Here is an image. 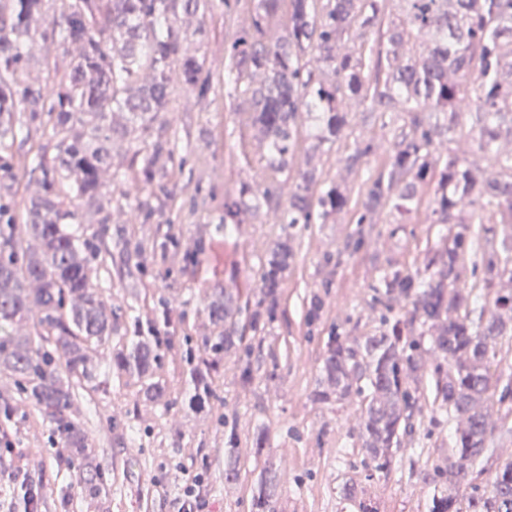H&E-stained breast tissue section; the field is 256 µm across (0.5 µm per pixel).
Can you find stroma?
<instances>
[{"label": "stroma", "instance_id": "obj_1", "mask_svg": "<svg viewBox=\"0 0 512 512\" xmlns=\"http://www.w3.org/2000/svg\"><path fill=\"white\" fill-rule=\"evenodd\" d=\"M256 4L211 0L205 14L184 19L183 51L205 57L210 89L202 96L180 77L169 83L162 134L174 160L156 177L169 194L155 200L154 216L145 218L136 208L149 195L138 175L147 145L130 139L112 142V167L99 202H64L78 213L67 227L76 237L93 238L104 218L112 228L91 263V278L118 336H132L137 326L170 336L159 369L165 395L150 401L139 396L135 381L118 380L111 346L94 354L93 377L76 388L73 406L92 468L106 478L102 494L92 499L82 491L83 472L61 463L49 424L11 379L0 376V395L15 406L10 416L0 415V432L11 441L0 447V512H7L16 495L11 475L20 470L41 480V512H172L194 474L203 477L198 492L208 512H252L265 470L277 486L276 512H429L439 488L435 470L453 462L456 453L455 424L441 410L436 390L435 371L448 363L431 351L429 330L412 323L410 299L388 295L384 277L397 271L424 280L439 269L449 227L439 221L436 187L420 186L411 209L390 204L370 223H357L369 179L384 169L395 141L410 132L411 115L368 112L348 98L341 102L347 124L336 141L319 146L301 134L287 174L272 178L266 144L249 119V99L227 79L232 44L249 29ZM58 17L48 11L29 44L26 78L33 87L46 89L68 78L76 51L62 43ZM477 141L478 129L464 115L454 136L435 137L431 152L441 158L459 154L476 178L492 177L496 169ZM365 142L372 151L361 170L352 172L343 158ZM56 152L55 140L25 125L0 146L18 174L8 192L17 210L41 188L39 156ZM308 159L318 165L324 184L345 189L348 206L329 224H282L280 211ZM272 183L277 196L271 203L241 210L235 223H225L224 210L238 201L242 186ZM282 237L293 260L279 285L274 320L251 339L250 354L225 355L216 400L190 409L184 354L211 333L206 304L212 287L240 289L242 303L233 320L243 328L259 299L269 251ZM138 238L159 245L139 265L125 248L127 240ZM397 320L421 345L420 410L414 434L400 437L387 469L378 471L359 437L361 399L322 402L314 392L330 342L361 345ZM486 410L493 432L481 455L463 468L465 491L473 485L490 489L496 473L512 463V398L490 399ZM259 435L266 441L260 450L254 444ZM231 445L240 464L228 480L224 455ZM348 485L355 489L350 498L344 492Z\"/></svg>", "mask_w": 512, "mask_h": 512}]
</instances>
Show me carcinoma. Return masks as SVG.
<instances>
[{"instance_id":"obj_1","label":"carcinoma","mask_w":512,"mask_h":512,"mask_svg":"<svg viewBox=\"0 0 512 512\" xmlns=\"http://www.w3.org/2000/svg\"><path fill=\"white\" fill-rule=\"evenodd\" d=\"M389 0H288L284 33L267 37V22L281 0H258L252 26L256 37L238 38L233 51L238 61L229 74L243 83L255 111L253 124L264 135L269 167L288 172V156L304 122L315 123L320 144L333 143L346 123L343 99L367 104L366 111L389 108L392 102L412 113L413 131L400 137L389 169L372 179L356 223L365 224L392 200L411 209L415 189L437 182L441 221L453 225L442 269L429 280L396 274L389 287L410 297L413 319L431 329V345L448 359L447 381H437L441 408L458 420L455 448L461 462L474 461L485 448L492 429L483 403L496 390L491 372L499 341L512 337V289L499 292L486 322L473 327L460 311L472 301V291L460 287L465 259L481 264L486 287L512 283V255L482 251V238L501 228L504 250L512 252V150H500L503 135L512 137V0H398V21L383 36L388 53L407 63L388 71L371 69L365 57L344 53L341 43L356 23L381 28ZM209 0H54L61 19L60 38L78 49L68 81L56 98L26 85L23 73L27 47L45 21L47 0H0V141L16 134L17 113L28 122L48 125L56 140L51 160L40 158L45 179L29 199L24 223L14 222L9 202H0V325L35 320L39 341H19L0 335V374L14 378L18 389L55 426L61 447L74 465L88 466L86 436L72 418L71 387L92 376V356L111 342L116 328L105 302L90 280V259L98 246L76 238L62 227L75 219L63 208L62 187L76 198L96 199L103 174L112 168L110 144L119 134L148 145L141 175L155 181L172 158L167 141L154 135L167 111L171 74L204 87L206 61L183 53L187 32L182 18L203 14ZM479 128L478 148L494 155L497 174L476 179L457 154L444 162L430 147L442 132L453 136L464 109ZM425 112L442 116L433 124ZM264 190L245 187L241 203L256 207L268 198ZM347 199L338 188H324L311 165L297 174L283 224L327 223ZM487 216L474 226L475 213ZM291 257L280 245L262 269L261 293L267 314L248 318L254 333L265 330L267 317L279 304L280 274ZM236 301L220 285L207 305L212 333L203 338L202 356L186 352L194 395L191 407L200 409L214 397V380L224 353L241 345L244 336L224 327ZM419 344L402 341L396 329L368 338L364 345L335 341L327 351L323 383L317 400L343 401L363 397L359 433L362 447L375 466L387 464L389 449L400 432H414L417 398L409 381L423 377L416 354ZM163 357L158 336H139L115 349L117 377L136 379L139 394L157 399L165 383L155 368ZM459 471L455 465L437 471L448 488L432 499L430 512H460ZM276 486L265 479L256 497V512H275ZM472 512H512V464L497 472L489 493L471 487Z\"/></svg>"}]
</instances>
